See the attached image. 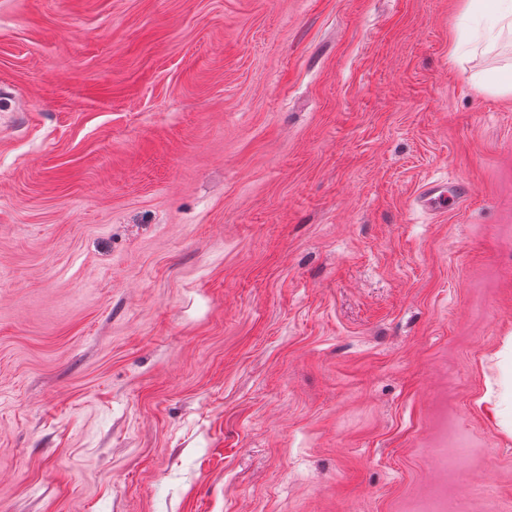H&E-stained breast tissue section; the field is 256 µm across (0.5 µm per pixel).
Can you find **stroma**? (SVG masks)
Wrapping results in <instances>:
<instances>
[{
	"label": "stroma",
	"mask_w": 512,
	"mask_h": 512,
	"mask_svg": "<svg viewBox=\"0 0 512 512\" xmlns=\"http://www.w3.org/2000/svg\"><path fill=\"white\" fill-rule=\"evenodd\" d=\"M462 6L0 0V512H512V44L451 60ZM465 196L466 187L460 182L451 184L448 189L444 183L429 182L421 189L417 202L419 206L435 211L445 209L448 199L457 201Z\"/></svg>",
	"instance_id": "1"
}]
</instances>
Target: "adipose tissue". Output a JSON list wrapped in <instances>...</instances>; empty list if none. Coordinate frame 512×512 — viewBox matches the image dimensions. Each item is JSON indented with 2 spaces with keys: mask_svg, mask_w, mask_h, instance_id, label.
Masks as SVG:
<instances>
[{
  "mask_svg": "<svg viewBox=\"0 0 512 512\" xmlns=\"http://www.w3.org/2000/svg\"><path fill=\"white\" fill-rule=\"evenodd\" d=\"M507 34L512 35V0H465L449 53L481 41L492 45Z\"/></svg>",
  "mask_w": 512,
  "mask_h": 512,
  "instance_id": "adipose-tissue-1",
  "label": "adipose tissue"
}]
</instances>
